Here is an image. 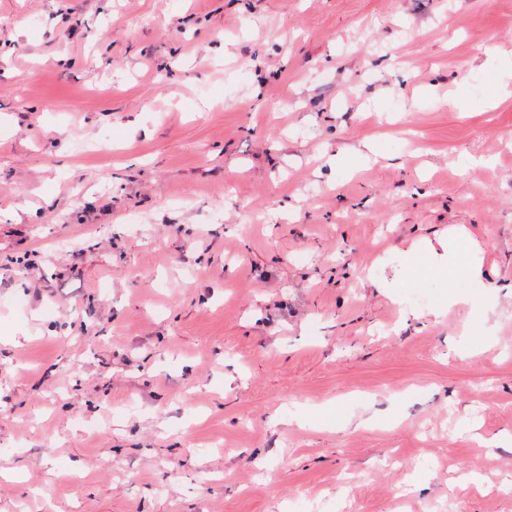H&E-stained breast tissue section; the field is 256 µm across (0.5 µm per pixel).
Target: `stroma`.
Returning <instances> with one entry per match:
<instances>
[{
    "instance_id": "stroma-1",
    "label": "stroma",
    "mask_w": 512,
    "mask_h": 512,
    "mask_svg": "<svg viewBox=\"0 0 512 512\" xmlns=\"http://www.w3.org/2000/svg\"><path fill=\"white\" fill-rule=\"evenodd\" d=\"M510 130L512 0H0V512H512ZM442 246L444 253L441 254L440 258L445 266L451 267L456 264L461 255H465V266L468 275L475 279L482 277L481 250L463 231L448 232V237L444 240Z\"/></svg>"
}]
</instances>
